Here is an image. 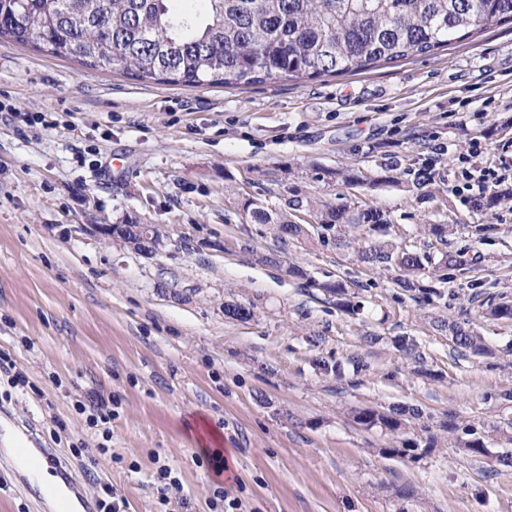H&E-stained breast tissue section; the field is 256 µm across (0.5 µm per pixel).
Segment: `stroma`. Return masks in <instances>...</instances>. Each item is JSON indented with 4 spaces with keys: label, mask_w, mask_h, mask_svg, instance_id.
<instances>
[{
    "label": "stroma",
    "mask_w": 512,
    "mask_h": 512,
    "mask_svg": "<svg viewBox=\"0 0 512 512\" xmlns=\"http://www.w3.org/2000/svg\"><path fill=\"white\" fill-rule=\"evenodd\" d=\"M426 167L433 200L415 186ZM484 168L512 178L510 23L365 73L242 88L0 41V353L27 380L0 371V423L31 425L85 499L108 483L128 512H212L219 488L239 512H512V321L475 317L478 296L512 302V201L476 209ZM248 199L374 206L390 225L340 247L303 208L304 237L284 244ZM129 217L158 230L154 253L93 230ZM426 224L454 232L432 244ZM378 241L464 265L419 303L359 262ZM339 281L357 313L327 292ZM442 319L472 320L488 355L458 352ZM88 396L113 403L109 436L77 411ZM365 408L402 409L399 428L358 423ZM157 458L181 490L154 484ZM23 480L0 455V512H49Z\"/></svg>",
    "instance_id": "1"
}]
</instances>
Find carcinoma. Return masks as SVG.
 I'll list each match as a JSON object with an SVG mask.
<instances>
[{
	"instance_id": "1",
	"label": "carcinoma",
	"mask_w": 512,
	"mask_h": 512,
	"mask_svg": "<svg viewBox=\"0 0 512 512\" xmlns=\"http://www.w3.org/2000/svg\"><path fill=\"white\" fill-rule=\"evenodd\" d=\"M175 0H0V40L32 42L54 56L100 67L116 51L121 70L140 79L185 86L240 87L282 79L364 73L379 62L394 63L423 56L512 23V0H201L202 15L179 11ZM512 200V186L501 185L475 208L490 210ZM244 213L253 224H273L278 239H297L303 225L286 211H272L249 200ZM314 223L334 227L376 228L389 224L378 208L347 205L312 207ZM451 224H426L423 232L446 241ZM112 235L143 252L147 247L124 226ZM371 268L394 270L403 292L430 303L442 297L436 283H422L417 274L431 262L427 253L370 244L358 252ZM485 315L512 319V305L488 297L480 303ZM440 330L457 336L464 352L488 353L483 337L469 321L440 320ZM357 422L395 430L399 420L362 409Z\"/></svg>"
}]
</instances>
